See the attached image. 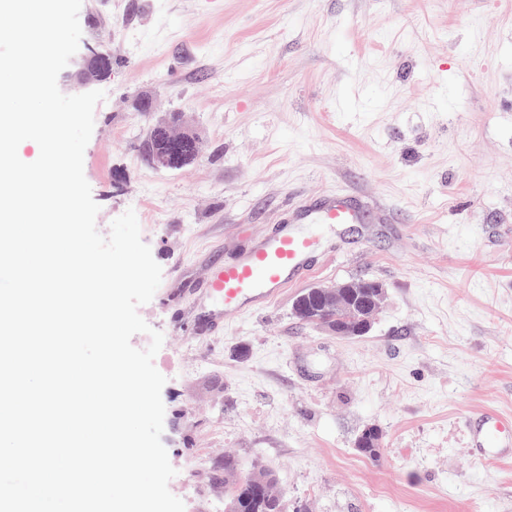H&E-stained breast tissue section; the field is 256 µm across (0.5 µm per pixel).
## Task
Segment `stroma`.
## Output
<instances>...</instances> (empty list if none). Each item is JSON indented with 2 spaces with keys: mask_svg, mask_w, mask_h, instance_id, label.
I'll return each instance as SVG.
<instances>
[{
  "mask_svg": "<svg viewBox=\"0 0 512 512\" xmlns=\"http://www.w3.org/2000/svg\"><path fill=\"white\" fill-rule=\"evenodd\" d=\"M79 22L112 56L84 151L96 226L134 210L162 268L138 312L164 336L162 442L197 470L169 483L185 512H222L207 466L228 452L288 512H512V462H473L460 427L512 414V0H83ZM172 112L199 151L165 171L140 143ZM338 187L390 221L323 229L309 283L380 282L371 333L297 323L293 286L196 335L207 267Z\"/></svg>",
  "mask_w": 512,
  "mask_h": 512,
  "instance_id": "1",
  "label": "stroma"
}]
</instances>
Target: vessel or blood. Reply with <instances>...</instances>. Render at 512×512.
I'll return each instance as SVG.
<instances>
[{"instance_id":"b4317fda","label":"vessel or blood","mask_w":512,"mask_h":512,"mask_svg":"<svg viewBox=\"0 0 512 512\" xmlns=\"http://www.w3.org/2000/svg\"><path fill=\"white\" fill-rule=\"evenodd\" d=\"M363 221L362 196L352 189L290 198L278 223L249 249L208 270L203 286L209 305L194 319L199 333H221L230 321L258 313L286 288L310 278L323 254L319 227ZM461 425L475 458L487 463L512 459V415L486 409L466 415Z\"/></svg>"}]
</instances>
